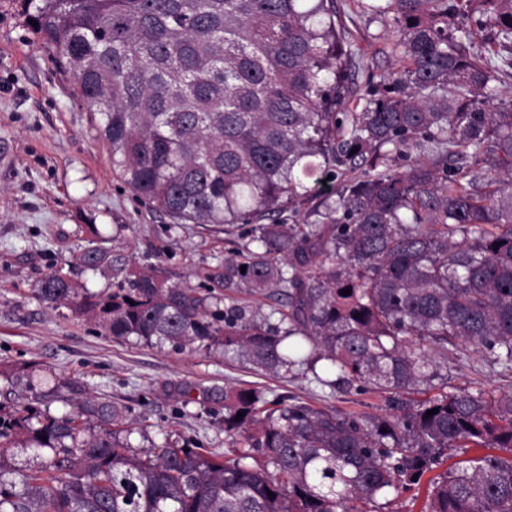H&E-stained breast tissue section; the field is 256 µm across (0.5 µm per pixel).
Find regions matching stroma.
I'll list each match as a JSON object with an SVG mask.
<instances>
[{
    "label": "stroma",
    "instance_id": "1",
    "mask_svg": "<svg viewBox=\"0 0 512 512\" xmlns=\"http://www.w3.org/2000/svg\"><path fill=\"white\" fill-rule=\"evenodd\" d=\"M347 32V111H361L368 90L395 68L389 27L361 14L354 0H334ZM22 0H0V390L9 373L34 363L59 379L82 382L93 395L147 418L162 441L179 433L193 445L223 447L216 388L261 391L266 399L294 396L323 408L380 412L372 391L318 386L310 373L276 376L222 354L113 338L67 308L51 309L35 293L39 280L60 268L89 291L112 287L109 274L75 266L88 225L114 250L139 261L160 259L174 282L200 287L198 268L223 261L241 243L245 225L175 224L138 204L112 172L100 114L79 96L72 78L28 24ZM449 391L466 388L500 396L512 392V369L469 346L439 358Z\"/></svg>",
    "mask_w": 512,
    "mask_h": 512
}]
</instances>
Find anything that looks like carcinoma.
I'll return each mask as SVG.
<instances>
[{
	"instance_id": "1",
	"label": "carcinoma",
	"mask_w": 512,
	"mask_h": 512,
	"mask_svg": "<svg viewBox=\"0 0 512 512\" xmlns=\"http://www.w3.org/2000/svg\"><path fill=\"white\" fill-rule=\"evenodd\" d=\"M24 2L137 201L176 224L259 221L198 269L201 288L93 230L78 261L114 273L112 292L54 269L40 299L117 339L276 375L304 365L385 409L226 387L233 456L172 434L136 451L150 425L125 405L28 383L0 401V512H372L465 448L484 453L430 478L425 512H512V393L435 383L461 343L512 367V98L490 58L512 67V0L361 4L392 23L399 68L359 112L343 111L333 0ZM322 183L319 209L264 223ZM244 284L280 296L277 323L235 297Z\"/></svg>"
}]
</instances>
